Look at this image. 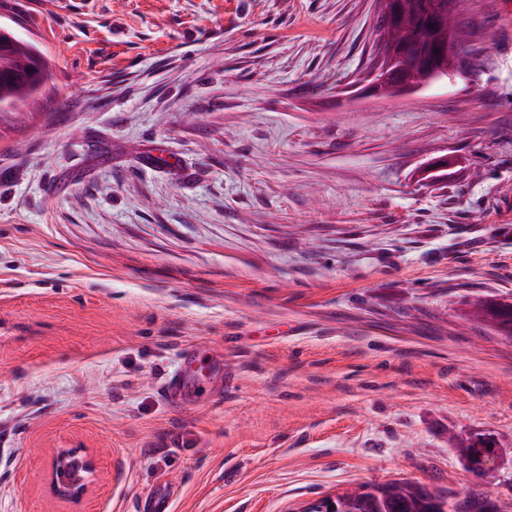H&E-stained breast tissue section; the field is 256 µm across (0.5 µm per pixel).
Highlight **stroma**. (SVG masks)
I'll use <instances>...</instances> for the list:
<instances>
[{
  "instance_id": "stroma-1",
  "label": "stroma",
  "mask_w": 512,
  "mask_h": 512,
  "mask_svg": "<svg viewBox=\"0 0 512 512\" xmlns=\"http://www.w3.org/2000/svg\"><path fill=\"white\" fill-rule=\"evenodd\" d=\"M376 0H0L44 54L0 105V512L85 448L76 512H302L404 479L512 512V6L378 96ZM186 404L163 397L188 343ZM487 436L491 476L450 439ZM465 45V42L454 39L450 34H448V60L452 61V65H448V70L429 68L427 78L421 82L400 81L391 83L389 86H385L384 83L388 80L392 61L381 60L378 67L372 72L373 82L370 87L373 91L375 88L379 95H399L417 91L436 80L443 78L450 79L457 71L460 57L465 51ZM478 314L482 319L489 318L499 330L512 336V303H489L480 300Z\"/></svg>"
}]
</instances>
